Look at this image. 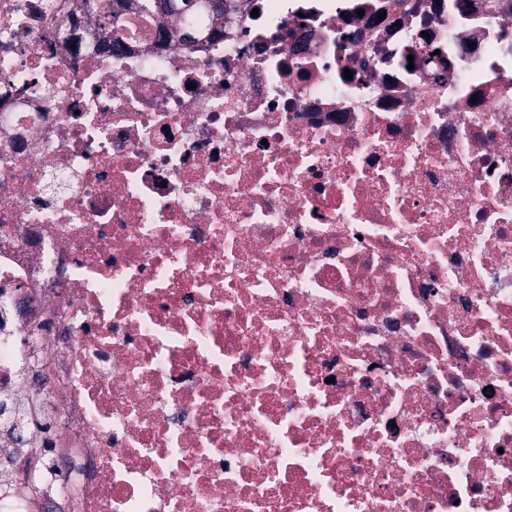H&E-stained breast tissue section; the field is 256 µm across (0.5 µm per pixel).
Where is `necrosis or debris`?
Returning <instances> with one entry per match:
<instances>
[{"instance_id":"necrosis-or-debris-1","label":"necrosis or debris","mask_w":512,"mask_h":512,"mask_svg":"<svg viewBox=\"0 0 512 512\" xmlns=\"http://www.w3.org/2000/svg\"><path fill=\"white\" fill-rule=\"evenodd\" d=\"M112 7L0 0V512H512V0Z\"/></svg>"}]
</instances>
